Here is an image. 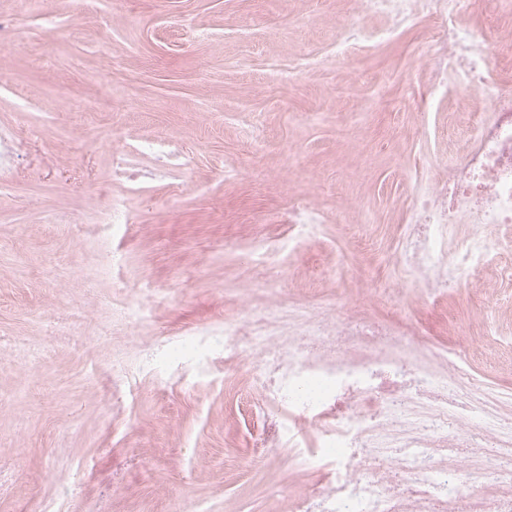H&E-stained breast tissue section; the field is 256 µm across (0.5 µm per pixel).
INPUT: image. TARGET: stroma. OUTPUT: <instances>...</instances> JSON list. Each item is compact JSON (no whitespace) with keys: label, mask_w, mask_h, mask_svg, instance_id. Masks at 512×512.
<instances>
[{"label":"stroma","mask_w":512,"mask_h":512,"mask_svg":"<svg viewBox=\"0 0 512 512\" xmlns=\"http://www.w3.org/2000/svg\"><path fill=\"white\" fill-rule=\"evenodd\" d=\"M350 0H0V512H290L325 478L264 445L248 366L209 337L282 301L415 319L512 391V288L496 261L434 299L397 283L412 185L464 147L484 90L422 137L430 27L328 62ZM493 59L512 17L470 0ZM67 86L68 99L54 97ZM161 142L168 159L132 152ZM128 150L133 183L112 171ZM307 200L319 238L257 279L250 245ZM120 200L132 223L112 224ZM147 300V320L114 307ZM169 342L163 368L144 359ZM122 361V373L112 370Z\"/></svg>","instance_id":"stroma-1"}]
</instances>
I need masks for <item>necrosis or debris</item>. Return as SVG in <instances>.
Segmentation results:
<instances>
[{
    "label": "necrosis or debris",
    "instance_id": "necrosis-or-debris-1",
    "mask_svg": "<svg viewBox=\"0 0 512 512\" xmlns=\"http://www.w3.org/2000/svg\"><path fill=\"white\" fill-rule=\"evenodd\" d=\"M466 3L352 0L355 17L340 25L332 54L390 42L426 19L430 99L466 92L493 65L477 33L460 22ZM363 16H384L390 24L369 32L359 22ZM473 118L474 138L411 198L403 287L435 295L453 277L485 264L491 240L475 232L449 250L450 225L512 224V81L499 80ZM288 221V242L260 247L258 258L297 249L324 217L305 201ZM222 343L225 357L248 362L260 407L282 417L281 435L329 474L298 496L296 512H512L511 488L492 499L485 486L461 482L468 463L493 468L483 455L486 441L512 455V434L496 414L512 398L488 394L448 358L424 360L417 323L381 324L275 304L225 321ZM311 426L317 432L310 437Z\"/></svg>",
    "mask_w": 512,
    "mask_h": 512
}]
</instances>
